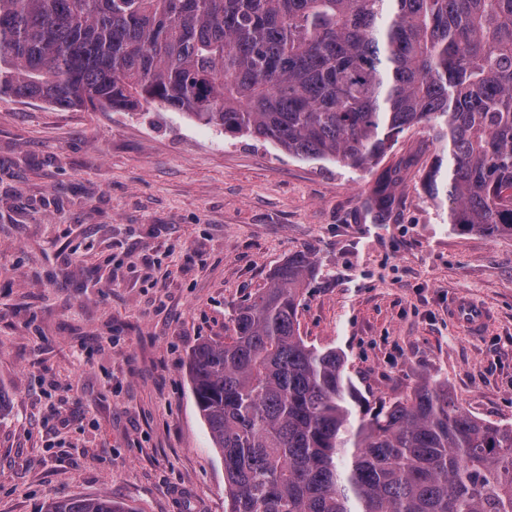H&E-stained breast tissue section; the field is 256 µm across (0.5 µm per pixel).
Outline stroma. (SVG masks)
Wrapping results in <instances>:
<instances>
[{"label":"stroma","instance_id":"stroma-1","mask_svg":"<svg viewBox=\"0 0 512 512\" xmlns=\"http://www.w3.org/2000/svg\"><path fill=\"white\" fill-rule=\"evenodd\" d=\"M425 139L352 169L154 107L0 99V512L102 495L224 512L189 355L299 252V333L342 352L363 397L439 378L512 423V239L449 224ZM461 297L480 331L450 316Z\"/></svg>","mask_w":512,"mask_h":512}]
</instances>
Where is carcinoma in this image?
I'll return each instance as SVG.
<instances>
[{
    "label": "carcinoma",
    "mask_w": 512,
    "mask_h": 512,
    "mask_svg": "<svg viewBox=\"0 0 512 512\" xmlns=\"http://www.w3.org/2000/svg\"><path fill=\"white\" fill-rule=\"evenodd\" d=\"M160 107L294 157L365 168L422 127L448 223L512 238V0H0V99ZM288 257L189 357L224 512H512V424L448 383L370 403L307 344ZM45 512H129L103 495Z\"/></svg>",
    "instance_id": "cac0c4a2"
}]
</instances>
